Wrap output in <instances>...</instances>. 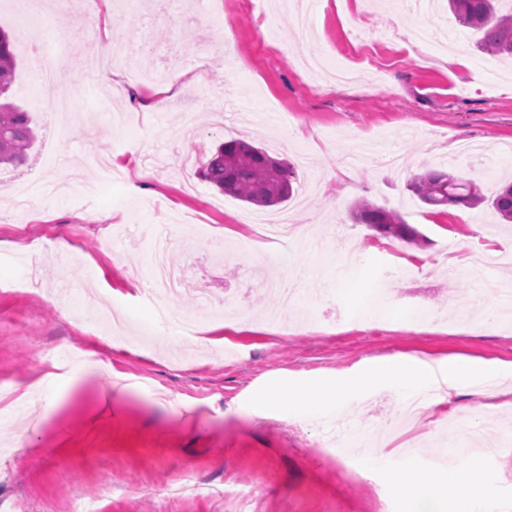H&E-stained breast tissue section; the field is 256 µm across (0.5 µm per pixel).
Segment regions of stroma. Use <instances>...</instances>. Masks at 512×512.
Segmentation results:
<instances>
[{"label": "stroma", "instance_id": "1", "mask_svg": "<svg viewBox=\"0 0 512 512\" xmlns=\"http://www.w3.org/2000/svg\"><path fill=\"white\" fill-rule=\"evenodd\" d=\"M83 0H60L41 34L20 23L26 0H0V27L13 35L14 95L38 128L24 167L0 168V506L5 512H67L83 500L108 512H409L395 477L433 480L464 466L491 482L512 512V453L487 458L482 443L512 437V299L500 287L512 264L474 278L468 250L490 242L512 255V224L491 198L512 183V155L488 152L512 142V60L482 53L475 30L459 25L446 0L387 9L374 0H313L299 27L290 0H127L112 17V67L138 92L178 79L162 111L92 93L97 28H72ZM236 32L225 60L224 27ZM457 38L471 69L449 66ZM54 53L57 89L71 109L72 132L56 138L59 117L31 81L36 52ZM243 138L287 160L305 197L299 215L312 244L276 249L253 241L245 218L254 205L220 193L196 172L220 143ZM397 152L399 173L380 158ZM111 155L125 182L104 179L95 160ZM472 180L475 207L433 209L405 188L429 167ZM39 182L38 196L16 191ZM145 192L131 195L129 181ZM198 191L184 194L186 181ZM94 185L92 197L80 183ZM365 198L399 210L425 240L410 244L351 223ZM177 214L174 252L186 273L165 306L161 328L141 291L152 274L154 232ZM64 239L68 254L52 242ZM296 274L320 282L324 296L302 293L282 305L253 280ZM105 279L107 289L96 286ZM234 300L242 323L228 347L180 336L176 320L197 314L203 292ZM81 355L97 352L111 368L85 378ZM400 353L422 360L459 358L500 369L499 408L477 411L466 394L414 430L382 441L384 469L334 442L345 413L366 440L397 421L406 394L384 372ZM373 367L379 378L353 389L341 410L313 414L300 398ZM56 378L48 390L36 383ZM281 379L292 384L274 411L253 401ZM476 428L461 435L453 414ZM193 475L210 492L168 494ZM260 495L242 501L256 477Z\"/></svg>", "mask_w": 512, "mask_h": 512}]
</instances>
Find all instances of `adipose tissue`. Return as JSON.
Returning a JSON list of instances; mask_svg holds the SVG:
<instances>
[{
	"instance_id": "1",
	"label": "adipose tissue",
	"mask_w": 512,
	"mask_h": 512,
	"mask_svg": "<svg viewBox=\"0 0 512 512\" xmlns=\"http://www.w3.org/2000/svg\"><path fill=\"white\" fill-rule=\"evenodd\" d=\"M405 390H413L426 381L443 385V392L438 393L432 406L434 410H443L454 395L465 393L473 397L482 394L481 383L498 375L499 369L490 363L468 362L451 359L439 364L422 362L409 355L394 358L387 367ZM398 483L408 486L412 494L431 493L436 501H443L447 496H454V512H471L474 502H482L485 512H496L497 501L493 489L479 480L468 479L462 469H454L451 478L434 482L427 481L414 474L398 476Z\"/></svg>"
}]
</instances>
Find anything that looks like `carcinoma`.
I'll return each instance as SVG.
<instances>
[{
	"label": "carcinoma",
	"mask_w": 512,
	"mask_h": 512,
	"mask_svg": "<svg viewBox=\"0 0 512 512\" xmlns=\"http://www.w3.org/2000/svg\"><path fill=\"white\" fill-rule=\"evenodd\" d=\"M497 0H448L457 21L480 33L478 45L489 55L512 57V13L497 14ZM9 32L0 29V165L14 168L24 165L36 133L28 113L9 101L16 62ZM197 176L222 192L257 206H271L290 198L293 166L271 157L267 152L244 140L222 143ZM406 189L421 203L432 207L463 204L467 207L483 201L479 188L469 180L445 170L429 169L412 174ZM500 218L512 222V185L492 199ZM357 224H366L384 237L418 243L425 237L393 209L359 200L350 207Z\"/></svg>",
	"instance_id": "1"
}]
</instances>
